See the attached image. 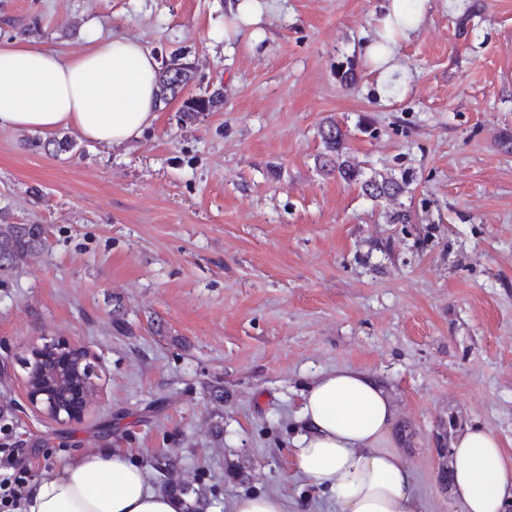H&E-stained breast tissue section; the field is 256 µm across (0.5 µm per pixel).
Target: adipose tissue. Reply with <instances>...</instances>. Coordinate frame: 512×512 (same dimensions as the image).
I'll return each mask as SVG.
<instances>
[{"label":"adipose tissue","mask_w":512,"mask_h":512,"mask_svg":"<svg viewBox=\"0 0 512 512\" xmlns=\"http://www.w3.org/2000/svg\"><path fill=\"white\" fill-rule=\"evenodd\" d=\"M410 0H387L376 40L363 55L391 75L399 43L421 23ZM157 65L143 43L94 37L72 52L23 40L0 42V128L41 133L60 129L112 147L138 139L157 117ZM303 430L293 466L338 512H421L403 449L395 445L396 411L382 383L366 371L322 372L302 393ZM451 488L464 512H506L512 463L498 439L466 427L449 456ZM183 498L152 486L117 451L76 456L29 492L25 512H185Z\"/></svg>","instance_id":"obj_1"}]
</instances>
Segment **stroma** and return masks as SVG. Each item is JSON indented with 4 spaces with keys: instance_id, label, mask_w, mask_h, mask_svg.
<instances>
[{
    "instance_id": "1",
    "label": "stroma",
    "mask_w": 512,
    "mask_h": 512,
    "mask_svg": "<svg viewBox=\"0 0 512 512\" xmlns=\"http://www.w3.org/2000/svg\"><path fill=\"white\" fill-rule=\"evenodd\" d=\"M384 2L271 0L248 36L226 0H0V40L137 37L158 64L186 55L187 95L224 94L120 148L0 128V223L46 229L0 281V465L32 486L111 448L207 512L249 493L334 512L291 448L304 385L337 367L389 390L422 512H463L441 433L481 425L512 462V0H427L388 79L363 60ZM330 120L399 195L325 164ZM55 339L101 358L79 421L26 402L22 352ZM361 188L367 196L375 200L394 197L402 190L398 182L385 177H382L381 180L376 178L366 180L362 183Z\"/></svg>"
}]
</instances>
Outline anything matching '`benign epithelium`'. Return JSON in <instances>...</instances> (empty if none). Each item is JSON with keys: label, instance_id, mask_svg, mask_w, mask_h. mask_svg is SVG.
I'll return each instance as SVG.
<instances>
[{"label": "benign epithelium", "instance_id": "benign-epithelium-1", "mask_svg": "<svg viewBox=\"0 0 512 512\" xmlns=\"http://www.w3.org/2000/svg\"><path fill=\"white\" fill-rule=\"evenodd\" d=\"M24 358L29 369L24 381L27 401L45 419L79 420L100 393V357L88 347L31 344Z\"/></svg>", "mask_w": 512, "mask_h": 512}]
</instances>
